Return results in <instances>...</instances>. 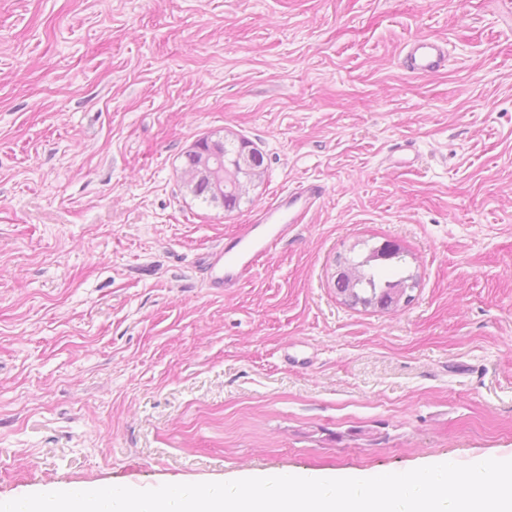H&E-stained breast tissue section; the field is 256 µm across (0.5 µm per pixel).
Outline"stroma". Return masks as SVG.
Instances as JSON below:
<instances>
[{
  "instance_id": "35a3bbf8",
  "label": "stroma",
  "mask_w": 512,
  "mask_h": 512,
  "mask_svg": "<svg viewBox=\"0 0 512 512\" xmlns=\"http://www.w3.org/2000/svg\"><path fill=\"white\" fill-rule=\"evenodd\" d=\"M448 47L430 76L406 41ZM264 172L182 185L201 137ZM323 195L232 294L203 267ZM419 284L352 308L335 258ZM512 460V10L504 0H0V499L48 484L371 478ZM262 165V154L249 141L242 139L239 146L229 148L226 140L205 136L186 152L181 178L194 198L219 203L232 212L239 207L247 185L262 176ZM225 168L233 177L224 176Z\"/></svg>"
}]
</instances>
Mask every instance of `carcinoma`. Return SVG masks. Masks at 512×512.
I'll use <instances>...</instances> for the list:
<instances>
[{
	"mask_svg": "<svg viewBox=\"0 0 512 512\" xmlns=\"http://www.w3.org/2000/svg\"><path fill=\"white\" fill-rule=\"evenodd\" d=\"M263 156L247 140L230 148L222 138L198 139L185 155L181 178L183 186L204 203L221 204L232 212L240 205L247 185L262 176ZM378 247L357 258L338 256L337 263L351 271L336 278L337 292L351 306L389 309L396 297L406 295L414 277L410 274L395 280L383 279L376 270Z\"/></svg>",
	"mask_w": 512,
	"mask_h": 512,
	"instance_id": "1",
	"label": "carcinoma"
}]
</instances>
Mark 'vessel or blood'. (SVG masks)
Instances as JSON below:
<instances>
[{
  "label": "vessel or blood",
  "instance_id": "1",
  "mask_svg": "<svg viewBox=\"0 0 512 512\" xmlns=\"http://www.w3.org/2000/svg\"><path fill=\"white\" fill-rule=\"evenodd\" d=\"M446 60L445 47L435 40L415 39L405 46L404 63L412 74L438 73ZM322 194L320 186L299 185L281 192L275 202L258 212L250 223L237 225L207 259L208 286L227 294L241 287L259 263L268 258L297 225L306 222Z\"/></svg>",
  "mask_w": 512,
  "mask_h": 512
}]
</instances>
